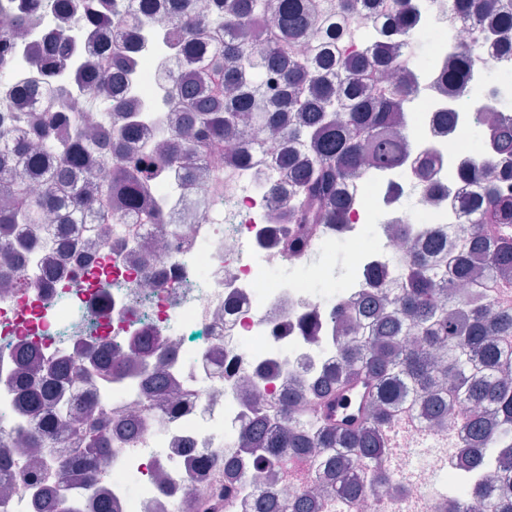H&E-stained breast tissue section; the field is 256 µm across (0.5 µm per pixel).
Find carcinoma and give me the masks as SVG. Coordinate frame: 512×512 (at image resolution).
Masks as SVG:
<instances>
[{"instance_id": "1", "label": "carcinoma", "mask_w": 512, "mask_h": 512, "mask_svg": "<svg viewBox=\"0 0 512 512\" xmlns=\"http://www.w3.org/2000/svg\"><path fill=\"white\" fill-rule=\"evenodd\" d=\"M465 15L495 16L502 47L512 45V14L498 12L495 0H457ZM322 0H171L169 22L173 45L185 70L168 91L172 111L180 114L170 128L158 129L157 157L104 159L109 165L107 191L125 195L135 207L148 191L152 171L178 169L183 178L210 168V157L222 140L246 138L264 129L279 130L302 151L283 154L278 166L288 168L293 191L288 196L282 240L297 244L322 224L342 223L340 185L349 172L368 161L376 167L400 168L406 124L402 86L378 92L371 101L364 85L366 70L391 69L392 55L419 32L411 0H395L390 21L381 30L388 56L373 55L336 61L325 44L336 39L334 26L321 23ZM122 23L115 0L87 5V31ZM23 33L16 24L0 31V73L9 74L7 51ZM75 37L52 31L42 53L45 76L59 79L69 71ZM139 65L133 45L106 52L97 80L110 88L98 103L105 113L153 112L148 99L124 97L116 81ZM86 119L61 104L44 114L29 139L17 141L0 128V225L41 224L56 216L61 224H104L108 216L90 210L85 176L86 153L95 142L84 139ZM499 159L493 170L472 171L481 193L463 201L477 224L498 227L476 242L481 266L467 258L448 269L410 259L400 288L369 297L363 321L349 330L354 344L339 350L336 367L316 380L312 393L333 396L364 381L370 387L356 425L328 424L307 416H288L272 425L257 416L242 433V448L257 453V464L276 472L293 457L310 459L309 485L329 487L341 499L355 498L366 487L378 488L392 437L400 426L399 412L417 406L425 420L439 422L448 407L462 405L461 444L452 450L457 463L479 476V484L496 501L495 512H512V477L484 478L486 458L507 465L512 460V305L492 310L476 297L456 298L457 286L476 288L485 274L512 286V195L499 183L512 178V133L495 135ZM27 370L36 383L24 391L32 402L49 407L55 400L42 365L30 356ZM106 430L92 419L78 430L77 467L72 457L55 460L68 479L90 468L104 450ZM359 459L363 472H351Z\"/></svg>"}]
</instances>
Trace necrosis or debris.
I'll list each match as a JSON object with an SVG mask.
<instances>
[{"instance_id": "1", "label": "necrosis or debris", "mask_w": 512, "mask_h": 512, "mask_svg": "<svg viewBox=\"0 0 512 512\" xmlns=\"http://www.w3.org/2000/svg\"><path fill=\"white\" fill-rule=\"evenodd\" d=\"M412 2L420 26L435 39L429 65L407 50L397 55L402 80L416 87L404 104L405 165L360 169L346 179L344 221L318 227L298 257L304 276H270L288 263L275 222L288 189L275 185L271 167L280 146L256 136L244 141L247 161L214 154L208 181L178 188L174 171L158 169L156 181L168 190L148 194L146 205L161 211L165 223H136L115 200L108 224L14 225L10 248L0 250V438L6 442L0 512H97L102 500L112 512H175L185 496L203 504L224 487L230 490L224 512H265L269 502L284 507L304 491L293 477L254 482L253 468L240 466V436L256 398L277 403L335 364L336 316L361 310L374 274L383 273L393 289L410 253L430 265L471 253L479 227L461 200L476 188L461 173L495 164L497 152L489 141L472 147L469 133L486 112L498 113L500 129H512V113L502 109L512 101V51L497 43L492 24L468 22L452 0ZM390 4L378 0L370 13L326 7L325 18L341 31L328 46L332 55L361 54L365 33L378 31ZM166 8L158 0L151 18L130 26L148 65L124 76L129 97L166 94L181 70L167 44ZM81 20V13L60 16L45 6L27 37L12 46L13 83L0 85L1 117L42 112L58 98L44 84L42 99L27 105L15 89L42 81L35 49L44 33H78ZM111 43L108 30L81 37L73 70L95 79ZM452 67L463 70L454 84L446 79ZM491 70L498 80L487 79ZM174 119L169 111L143 112L131 120L114 117L113 124L133 126L124 149L132 156L147 154L156 124ZM422 167L440 191L406 208ZM340 240L348 257L338 263L333 251ZM315 279L329 284L328 297L312 291ZM193 334L203 341L192 348ZM27 348L42 364L77 365L64 375L53 409L34 408L22 397L19 355ZM159 373L170 389L154 401L145 384ZM77 403L113 424L135 420L136 429L112 432L93 487L66 502L53 459L74 451V429L58 423ZM460 418V407H450L444 425L434 428L418 410L407 412L386 463L385 493L368 488L340 505L331 492L317 512H450L455 500L473 497V485H454L456 469L448 463ZM35 431L48 446L33 456L23 441Z\"/></svg>"}]
</instances>
